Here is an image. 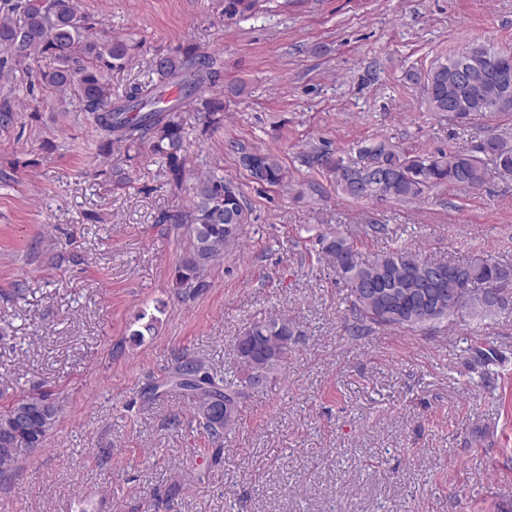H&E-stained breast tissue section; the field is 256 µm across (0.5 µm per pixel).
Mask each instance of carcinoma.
<instances>
[{
  "instance_id": "obj_1",
  "label": "carcinoma",
  "mask_w": 512,
  "mask_h": 512,
  "mask_svg": "<svg viewBox=\"0 0 512 512\" xmlns=\"http://www.w3.org/2000/svg\"><path fill=\"white\" fill-rule=\"evenodd\" d=\"M92 29L75 0H0V70L25 76L30 59L49 60L50 66L40 71L39 84L77 99L82 111L93 115L103 149L110 151L112 143H121L132 160L130 152L147 143L161 159L167 180L182 186L188 155L187 132L179 112L185 104L198 101L202 88L222 83L221 60L194 47L176 56H162L155 61L156 83L134 85L114 101L106 75L123 67L137 44L120 35L102 38ZM472 50L488 57L495 66L512 71L511 50L483 45ZM462 57L458 53L440 59L430 69L424 85L428 111L437 115L447 112L450 93L459 106L455 119L460 122L506 109L499 86L483 70L473 69L467 81L448 84ZM169 87L178 89L177 99L164 97ZM202 112L206 125H221L224 98L202 101ZM244 157L256 163V169L249 172L255 182L271 186L284 183L287 173L272 155L255 151ZM312 163L332 172L336 187L353 199L407 202L444 184L477 189L492 174L512 175V139L490 133L473 151L448 154H414L384 139L362 147L357 162L346 164L328 153H317ZM192 190L189 210L162 217L164 224L187 225L190 248L173 274V286L184 293L207 287L208 269L221 254L241 246L244 226L249 223V211L233 182L211 172L198 178ZM318 242L336 275L350 288L351 316L363 325L414 331L459 314L460 310L445 301L437 315L429 317L419 300L408 293V289L426 283L434 269L441 274L433 287L445 292L466 287L467 306L472 312L489 314L502 305L500 301H484V289L505 285L512 289V266L491 259L450 264L446 260L425 261L399 248L366 264L358 260L351 235L333 232L319 236ZM292 336L288 321L270 318L252 324L237 338L239 357L251 369L245 384L260 387L282 365ZM170 384L191 397L194 414L213 441H219L238 421L243 392L231 385L220 386L197 362L180 364ZM64 413L63 401L47 393L26 395L0 413V475L42 447Z\"/></svg>"
}]
</instances>
